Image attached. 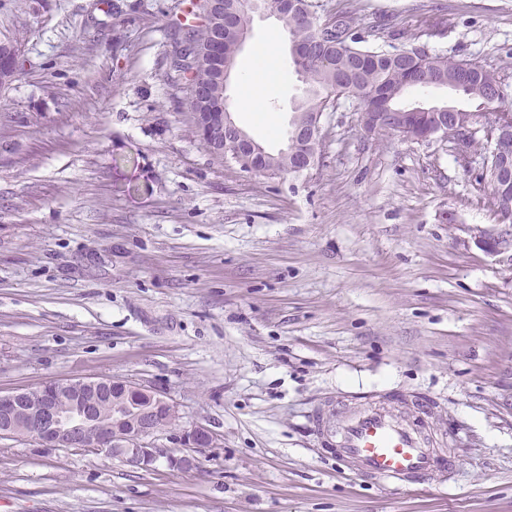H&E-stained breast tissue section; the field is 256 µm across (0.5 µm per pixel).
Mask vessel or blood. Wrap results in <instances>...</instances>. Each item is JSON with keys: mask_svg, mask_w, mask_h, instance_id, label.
Listing matches in <instances>:
<instances>
[{"mask_svg": "<svg viewBox=\"0 0 512 512\" xmlns=\"http://www.w3.org/2000/svg\"><path fill=\"white\" fill-rule=\"evenodd\" d=\"M412 406L411 421L371 403L337 410L336 424L320 417L315 423L337 459L351 465L363 480L410 486L446 479L455 471L456 460L420 424L431 414L430 403L421 397Z\"/></svg>", "mask_w": 512, "mask_h": 512, "instance_id": "obj_1", "label": "vessel or blood"}]
</instances>
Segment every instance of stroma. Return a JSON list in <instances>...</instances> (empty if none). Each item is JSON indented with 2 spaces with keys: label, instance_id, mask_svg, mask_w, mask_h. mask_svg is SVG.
<instances>
[{
  "label": "stroma",
  "instance_id": "stroma-1",
  "mask_svg": "<svg viewBox=\"0 0 512 512\" xmlns=\"http://www.w3.org/2000/svg\"><path fill=\"white\" fill-rule=\"evenodd\" d=\"M315 2L506 68L512 105V0H439V27L432 0ZM184 3L0 0L19 61L0 86V393L129 380L222 440L186 473L0 440V512H512V266L471 239L490 187L452 144L366 133L345 98L302 173L213 160L169 68ZM277 25L254 22L228 92L272 153L303 90L288 44L264 106L243 110L238 80ZM407 395L434 404L447 485L360 481L312 426L365 397L404 416Z\"/></svg>",
  "mask_w": 512,
  "mask_h": 512
}]
</instances>
